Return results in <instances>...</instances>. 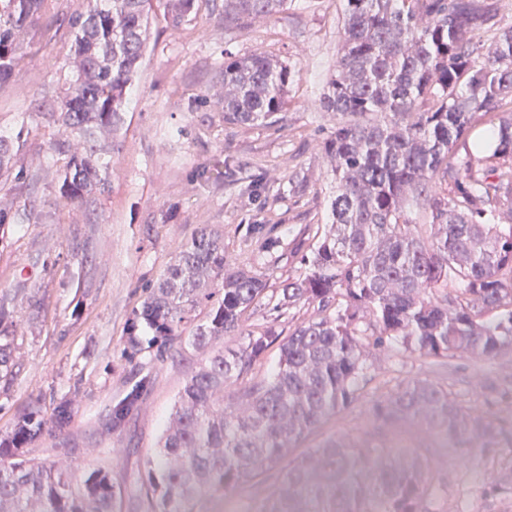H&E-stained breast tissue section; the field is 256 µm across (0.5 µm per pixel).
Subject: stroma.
<instances>
[{
  "mask_svg": "<svg viewBox=\"0 0 512 512\" xmlns=\"http://www.w3.org/2000/svg\"><path fill=\"white\" fill-rule=\"evenodd\" d=\"M86 0H47L24 34L25 53L0 84V135L19 137L13 170L0 176V209L26 210L0 228V296L13 309L22 364L0 379V433L40 403L44 414L72 400L65 432L44 430L25 447L36 460L76 459L108 472L115 512H152L139 491L174 401L202 356L167 354L148 342L138 313L174 256L203 228L224 236L232 266L269 271L270 288L298 276L296 244L329 223L336 181L324 142L336 124L320 98L341 53L340 0H289L285 11L237 26L224 0H200L179 27L151 22L124 122L108 143L104 192L80 204L60 194L68 157L53 152L70 72L68 19ZM265 52L300 70L277 123L229 124L219 93L224 55ZM28 88L17 97V84ZM142 343L129 346L130 332ZM359 401L300 442L304 454L332 434L370 435L374 404L396 384L447 388L472 415L512 424V349L484 358H426L400 343L370 348ZM149 385L120 431L107 416L138 381ZM443 488L436 512H512V442L495 448L429 447ZM276 485L275 473L224 490L214 512H247Z\"/></svg>",
  "mask_w": 512,
  "mask_h": 512,
  "instance_id": "35a3bbf8",
  "label": "stroma"
}]
</instances>
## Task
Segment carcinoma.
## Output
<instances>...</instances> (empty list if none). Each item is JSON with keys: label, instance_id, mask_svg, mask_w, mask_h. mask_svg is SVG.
Wrapping results in <instances>:
<instances>
[{"label": "carcinoma", "instance_id": "carcinoma-1", "mask_svg": "<svg viewBox=\"0 0 512 512\" xmlns=\"http://www.w3.org/2000/svg\"><path fill=\"white\" fill-rule=\"evenodd\" d=\"M47 0H0V81L23 54L22 33ZM173 27L199 0H157ZM288 0H224V20L245 23ZM152 0H87L70 21L73 76L57 122L66 153L62 195L83 202L104 190L98 135L122 121L126 91L146 50ZM493 0H343L341 56L321 106L338 122L325 142L336 179L332 224L301 256L304 272L268 291L267 274L224 263V237L203 231L183 248L144 301L140 318L159 347L188 332L208 357L177 396L140 490L157 512H195L220 490L275 468L288 450L361 397L366 348L393 340L421 355L493 356L512 348V28L479 53L477 32L496 25ZM300 70L255 52L224 56V121L274 123ZM496 135L489 153L475 128ZM308 305L288 337L266 323L236 349L219 345L264 306ZM208 308L207 320L192 312ZM0 300V373L14 366ZM279 344L278 370L252 375ZM237 409L224 406L227 383ZM146 381L112 406L109 424L136 412ZM376 433L330 435L279 471L254 512H423L434 490L419 446L387 444L419 422L450 448L493 447L505 429L472 416L448 390L403 382L374 405ZM67 400L46 419L37 405L5 447L45 426L63 432ZM101 470L37 462L0 450V512H114Z\"/></svg>", "mask_w": 512, "mask_h": 512}]
</instances>
